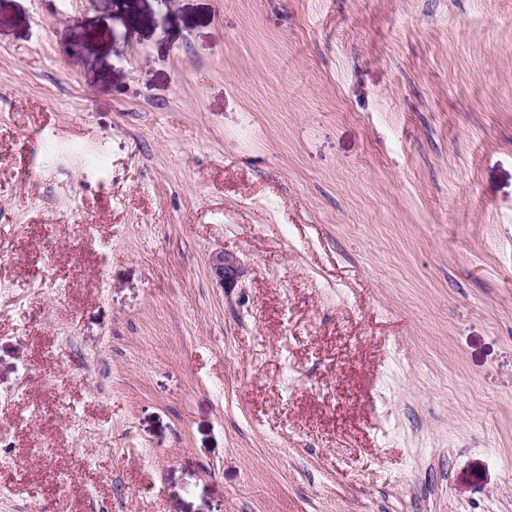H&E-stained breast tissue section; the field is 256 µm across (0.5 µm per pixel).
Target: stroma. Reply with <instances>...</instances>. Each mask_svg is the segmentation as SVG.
<instances>
[{
	"label": "stroma",
	"instance_id": "1",
	"mask_svg": "<svg viewBox=\"0 0 512 512\" xmlns=\"http://www.w3.org/2000/svg\"><path fill=\"white\" fill-rule=\"evenodd\" d=\"M0 512H512V0H0ZM210 267L215 279L223 285L224 281L233 279L238 270L237 259L222 250L212 253Z\"/></svg>",
	"mask_w": 512,
	"mask_h": 512
}]
</instances>
